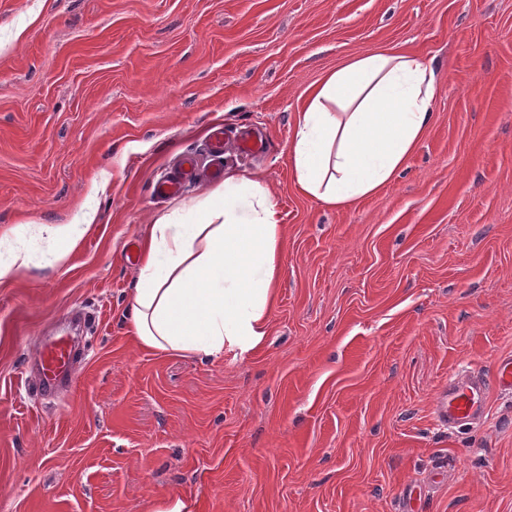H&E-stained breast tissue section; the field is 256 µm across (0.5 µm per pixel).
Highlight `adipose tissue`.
Wrapping results in <instances>:
<instances>
[{
	"instance_id": "ef3b65f1",
	"label": "adipose tissue",
	"mask_w": 512,
	"mask_h": 512,
	"mask_svg": "<svg viewBox=\"0 0 512 512\" xmlns=\"http://www.w3.org/2000/svg\"><path fill=\"white\" fill-rule=\"evenodd\" d=\"M440 69L389 48L326 73L299 113L289 149L298 189L333 208L377 194L403 171L434 120ZM283 253L264 180L230 172L157 216L127 297L128 330L158 356L214 359L262 345Z\"/></svg>"
}]
</instances>
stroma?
Here are the masks:
<instances>
[{
  "label": "stroma",
  "mask_w": 512,
  "mask_h": 512,
  "mask_svg": "<svg viewBox=\"0 0 512 512\" xmlns=\"http://www.w3.org/2000/svg\"><path fill=\"white\" fill-rule=\"evenodd\" d=\"M441 68L435 118L379 194H302L297 115L349 56ZM259 135L224 169L261 174L285 246L262 346L157 356L125 290L156 180L208 139ZM97 220L47 265L44 224ZM28 274L0 285V512H512V393L436 413L451 381L512 357V0H0V235ZM68 336L73 383L39 386ZM197 503L185 496H169L154 502L153 512H196Z\"/></svg>",
  "instance_id": "1"
}]
</instances>
